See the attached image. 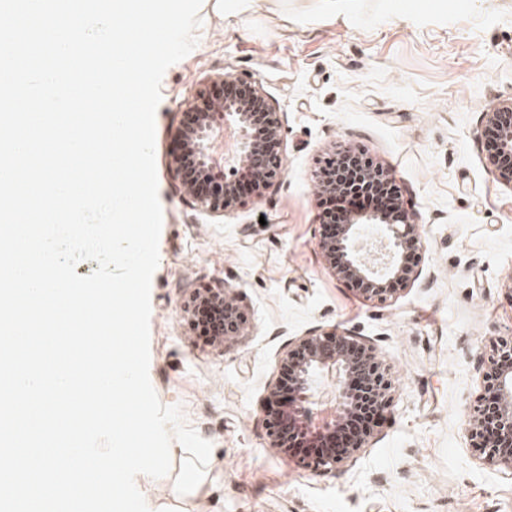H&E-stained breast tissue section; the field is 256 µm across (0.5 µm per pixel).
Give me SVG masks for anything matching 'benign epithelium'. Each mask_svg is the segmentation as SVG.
Masks as SVG:
<instances>
[{
	"label": "benign epithelium",
	"instance_id": "obj_1",
	"mask_svg": "<svg viewBox=\"0 0 512 512\" xmlns=\"http://www.w3.org/2000/svg\"><path fill=\"white\" fill-rule=\"evenodd\" d=\"M232 81L249 89L251 102L224 101V127L202 119L185 133L184 139L190 143L193 160L202 174L213 173L226 164L246 166L260 187L267 189L283 175L281 155H258L256 135L260 130L269 141L282 144L281 115L266 100L258 79L234 77ZM485 116L486 129L498 139V152L488 162L501 178L512 183V102L490 105ZM363 175L374 184L394 181L392 173L371 158L363 164ZM186 193L202 211L214 217L222 218L237 206L229 187L213 194L189 189ZM368 226L376 227L382 248L381 256L373 262L361 254L362 231ZM319 248L334 274L359 286L360 293L369 298L383 301L420 275L421 237L401 199L392 213L368 211L352 215L336 237H320ZM241 316L243 312L236 303L224 313L227 335L240 332ZM281 367L288 370V390L282 389L278 379L269 385L265 400V411L279 410L275 419L266 420L272 448L280 447L287 432L304 434L332 446L338 425L357 412L359 382L370 389L369 397L380 421L387 419L392 402L388 369L373 347L353 335L332 330L300 336L288 344ZM325 377L334 379L333 408L328 412L317 408L315 400L318 384ZM466 432L482 461L512 473V339L501 338L493 346L482 373L481 392L470 408ZM371 438L370 432L355 434L346 442L344 452L332 448L314 457V463L330 468L352 460Z\"/></svg>",
	"mask_w": 512,
	"mask_h": 512
}]
</instances>
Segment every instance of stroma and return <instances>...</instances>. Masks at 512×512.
I'll return each instance as SVG.
<instances>
[{
    "instance_id": "stroma-1",
    "label": "stroma",
    "mask_w": 512,
    "mask_h": 512,
    "mask_svg": "<svg viewBox=\"0 0 512 512\" xmlns=\"http://www.w3.org/2000/svg\"><path fill=\"white\" fill-rule=\"evenodd\" d=\"M228 11L201 12L155 116L149 378L213 449L192 492L171 496L187 457L176 441L168 475H138L137 488L169 512H512V473L483 463L465 432L492 344L512 336V184L483 136L489 104L512 101V0H230ZM218 74L260 79L285 119L283 178L222 219L170 171L184 115ZM338 144L388 168L422 239L421 276L383 302L337 278L318 246L316 161ZM225 285L244 328L196 344L182 307ZM330 330L374 348L392 407L356 459L319 470L270 447L264 400L288 344Z\"/></svg>"
}]
</instances>
